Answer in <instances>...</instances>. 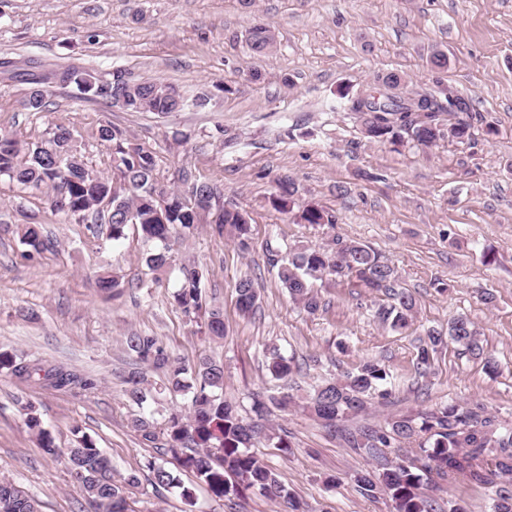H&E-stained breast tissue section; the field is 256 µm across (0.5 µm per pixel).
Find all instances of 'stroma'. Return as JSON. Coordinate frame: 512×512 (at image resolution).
<instances>
[{
  "label": "stroma",
  "mask_w": 512,
  "mask_h": 512,
  "mask_svg": "<svg viewBox=\"0 0 512 512\" xmlns=\"http://www.w3.org/2000/svg\"><path fill=\"white\" fill-rule=\"evenodd\" d=\"M259 25L275 36L262 54L249 42ZM437 52L447 55V67H433ZM5 58L21 74L0 77V129L37 140L55 125L69 126L87 161L108 175L110 155L96 130L111 123L156 153L164 178L196 168L223 187L225 205L251 217L249 251L202 224L176 245L156 282L142 261L150 245L137 233L118 243L93 238L85 225L52 215L43 193L0 181V349L97 382L77 393L0 373V478L37 499L40 512H79L85 498L66 461L48 457L27 427L30 410L59 447L86 435L118 473L137 472L134 512H184L179 489L152 486L147 465L160 453L131 421L163 419L185 410L188 400L172 396L166 372L148 366L151 399L141 406L129 399L124 379L135 360L126 338L133 333L157 338L188 366L203 354L223 361L224 396L248 421L255 418L252 395L275 387L266 370L269 349L294 358L306 390L366 360L389 366L388 398H369L335 430L294 408L263 421V433L288 436L291 447L281 452L266 438L256 451L303 512H391L385 496L360 493L356 473L376 462L347 447L346 432L448 403H479L512 424V0H254L248 7L240 0H0ZM73 61L103 78L121 69L188 93L216 81L226 90L206 109L157 115L79 101L75 88L51 87L43 111L26 109L24 71ZM390 71L404 75L408 89L465 98L471 140L443 134L428 147H396L365 137L361 115L346 111L338 90L369 92L375 75ZM282 175L295 182L297 207L329 210L335 228L275 211L270 199ZM23 224L43 225L51 241L32 260L17 234ZM336 236L369 246L396 268L416 300L405 333L376 320L385 296L322 284L323 308L310 314L281 288L266 246H324ZM185 264L208 271L203 294L224 314L223 341H203L173 301ZM112 270L126 288L115 298L98 295L97 274ZM243 278L260 297L251 318L236 305ZM458 315L478 327L500 373L486 374L451 344L427 376H418L419 338ZM178 471L197 512H277L252 492L213 500L192 472ZM420 491L442 505L457 500L470 512H492L490 482L432 476Z\"/></svg>",
  "instance_id": "35a3bbf8"
}]
</instances>
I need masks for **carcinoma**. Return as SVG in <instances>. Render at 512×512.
I'll return each instance as SVG.
<instances>
[{
  "label": "carcinoma",
  "mask_w": 512,
  "mask_h": 512,
  "mask_svg": "<svg viewBox=\"0 0 512 512\" xmlns=\"http://www.w3.org/2000/svg\"><path fill=\"white\" fill-rule=\"evenodd\" d=\"M251 40L253 50L261 54L271 48L274 35L269 28L258 26L252 31ZM376 80L375 92L379 97L371 104L372 116L364 127V134L370 139L399 145L407 137L428 146L439 138L442 130L439 113L446 111L455 116L470 109L469 103L457 95L448 96L446 108L432 97L416 103L401 96H387L382 93V87H396L403 81L395 72L381 74ZM30 83L34 88L26 106L32 111L44 107L43 87L50 84H73L81 99L112 104L109 87L99 83L91 70L76 64L48 69L32 76ZM210 99L211 93L206 90L189 98L171 84L147 78L132 88L123 110L168 114L188 105L203 108ZM471 136L470 122L458 118L448 123V137L463 142ZM97 138L111 149L110 178L88 165L81 143L68 126L59 124L49 132V137L37 141L20 140L0 132V178L22 190L43 192L52 214L88 225L94 237L99 233V220L90 221L88 216L105 202H111L107 238L118 242L127 237L130 228H137L145 241L156 246L144 261L157 278L165 273L172 259L173 234L182 237L192 234L206 217L211 218L218 235L227 232L237 238L241 248H249V216L237 208L224 206V192L219 185L187 167L179 169L178 184H168L160 176L155 152L123 138L120 130L110 124L98 127ZM294 196L292 180L281 178L271 204L278 212L288 215L293 212ZM297 218L304 224L330 227L336 224L334 214L313 205L304 207ZM19 236L32 255L50 246L40 224L22 225ZM266 251L269 263L277 268L281 287L308 312L320 308L313 282L333 279L344 287L368 288L385 294L392 303L377 310L378 320L400 334L410 327L416 305L414 296L401 286L395 268L368 246L337 238L331 249L301 245L289 248L286 253L272 247ZM204 279L205 272L197 266L181 268L174 301L188 317H199L203 309ZM96 287L101 293H111L122 287V283L117 275L103 273L97 277ZM236 293L239 311L245 316L255 314L259 296L252 281H239ZM204 328L210 339L224 338L221 310L208 311ZM450 342L458 347L460 354L482 360L487 373H498V362L484 354L478 328L467 317L457 316L448 321V328H432L420 340L416 352L419 376L428 374L435 355ZM127 346L140 362L167 370L168 391L189 395L188 411L173 412L160 425L143 416L133 419L132 427L145 441L163 439V454L192 471L216 501L252 491L277 502L282 512H300L299 501L278 474L252 451L261 433L259 424L245 421L237 407L224 399V363L202 356L188 370L158 345L156 339L141 334L127 337ZM267 370L273 380L280 382V392L254 399L252 411L260 420L271 409H285L294 402L290 393L294 389V360L274 349L269 352ZM0 372L57 390L87 392L95 388L92 378L63 365H46L8 351L0 352ZM391 377L385 364L365 361L338 377L323 380L306 399L304 409L324 427L334 428L349 413L362 409L365 398L380 391ZM125 383L133 402L141 404L147 400L141 372H130ZM27 425L38 430L46 455L65 459L81 484L92 512H129L131 494L140 484L137 474H117L112 459L87 436L78 438L71 448H59L31 412ZM344 440L349 447L362 448L377 459L376 471L359 474L355 480L362 494L386 496L393 512H437L433 502L419 492L424 477L433 473L443 480L463 474L481 484L487 483L492 474L502 476L506 481L495 490L493 512H512V427L479 406L450 403L414 416H395L382 426H366L350 432ZM402 445L412 447L414 457L407 461L388 460L384 449ZM148 469L154 487L178 488L182 498L195 505L193 492L166 463L151 461ZM0 512H39V504L13 482L1 479Z\"/></svg>",
  "instance_id": "obj_1"
}]
</instances>
